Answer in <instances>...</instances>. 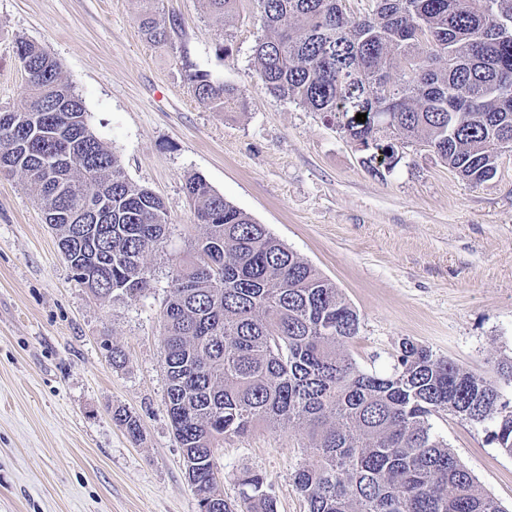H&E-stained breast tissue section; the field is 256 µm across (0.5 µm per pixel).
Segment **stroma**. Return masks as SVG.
Instances as JSON below:
<instances>
[{"instance_id":"35a3bbf8","label":"stroma","mask_w":512,"mask_h":512,"mask_svg":"<svg viewBox=\"0 0 512 512\" xmlns=\"http://www.w3.org/2000/svg\"><path fill=\"white\" fill-rule=\"evenodd\" d=\"M142 7L0 0V107L23 100L17 41L41 45L127 178L172 218L144 258V296L99 297L73 279L25 176L0 172V512H198L165 405L162 348L169 272L203 233L183 191L189 175L336 283L359 316L346 351L362 370L390 372L406 340L480 375L512 357V151L478 185L421 144L372 174L368 152L322 114L262 88L255 0H236L227 21L205 0H155L159 20L179 25L168 46L143 38ZM188 64L235 86L243 108L201 104ZM119 412L139 419L138 438ZM431 424L512 512V456L492 441L493 423L442 412ZM305 444L301 431L263 426L225 440V500L240 504L249 470L278 512H307L294 483Z\"/></svg>"}]
</instances>
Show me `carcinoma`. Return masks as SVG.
Here are the masks:
<instances>
[{
	"mask_svg": "<svg viewBox=\"0 0 512 512\" xmlns=\"http://www.w3.org/2000/svg\"><path fill=\"white\" fill-rule=\"evenodd\" d=\"M255 2L264 35L254 55L269 94L324 114L364 150L388 146L390 165L422 142L471 185L497 174L512 148V37L500 29L512 22V0H375L360 17L342 0ZM137 22L154 44L169 43L176 27L150 10ZM16 56L26 90L20 106L0 109V170L25 175L65 241L92 187L107 186L106 220L65 258L94 294L141 297L144 256L171 224L163 200L125 176L47 50L20 40ZM187 78L212 110L240 106L233 86L201 71ZM64 96L70 111L59 112ZM183 190L205 233L196 260L171 269L163 353L176 439L199 457V512H234L218 488L216 449L258 424L305 435L294 482L308 512H506L430 418L494 421L492 440L512 455V409L497 387L512 382V359L481 376L405 341L392 373L361 371L343 353L359 318L341 289L201 176ZM240 482L243 512H277L260 475Z\"/></svg>",
	"mask_w": 512,
	"mask_h": 512,
	"instance_id": "obj_1",
	"label": "carcinoma"
}]
</instances>
